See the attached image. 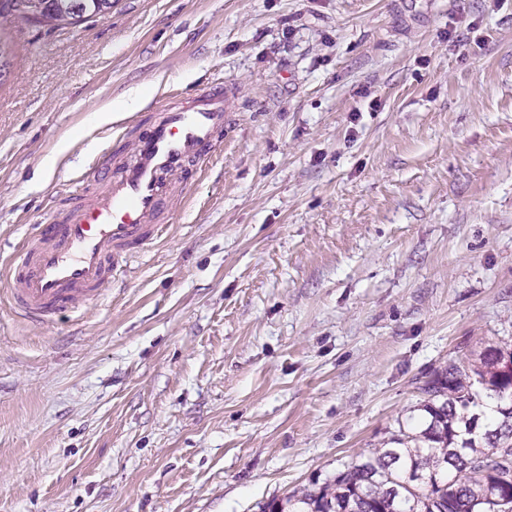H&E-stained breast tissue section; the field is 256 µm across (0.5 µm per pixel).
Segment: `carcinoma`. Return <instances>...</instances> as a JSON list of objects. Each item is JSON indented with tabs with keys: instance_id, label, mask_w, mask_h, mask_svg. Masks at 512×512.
I'll return each instance as SVG.
<instances>
[{
	"instance_id": "cac0c4a2",
	"label": "carcinoma",
	"mask_w": 512,
	"mask_h": 512,
	"mask_svg": "<svg viewBox=\"0 0 512 512\" xmlns=\"http://www.w3.org/2000/svg\"><path fill=\"white\" fill-rule=\"evenodd\" d=\"M112 0H0V17L64 28ZM421 415L263 512H512V371L488 350L435 370Z\"/></svg>"
}]
</instances>
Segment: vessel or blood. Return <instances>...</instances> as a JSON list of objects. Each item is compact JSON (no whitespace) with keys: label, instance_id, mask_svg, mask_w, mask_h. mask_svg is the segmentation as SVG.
<instances>
[{"label":"vessel or blood","instance_id":"obj_1","mask_svg":"<svg viewBox=\"0 0 512 512\" xmlns=\"http://www.w3.org/2000/svg\"><path fill=\"white\" fill-rule=\"evenodd\" d=\"M233 85L207 87L139 132L130 159L113 164L104 188L72 197L59 221L30 237L4 274L13 306L46 324L95 299L102 286L158 235L160 218L177 209L175 193L217 154L228 124Z\"/></svg>","mask_w":512,"mask_h":512}]
</instances>
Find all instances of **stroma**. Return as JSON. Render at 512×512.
I'll return each mask as SVG.
<instances>
[{"label":"stroma","instance_id":"obj_1","mask_svg":"<svg viewBox=\"0 0 512 512\" xmlns=\"http://www.w3.org/2000/svg\"><path fill=\"white\" fill-rule=\"evenodd\" d=\"M0 264L174 96L224 148L93 302L0 285V512H261L512 336V0H112L0 19ZM36 1L43 4V10L39 16L34 15L27 8L19 7L21 4ZM102 6L110 11L112 0H0V17L19 18L26 22L51 26V28H64L96 16L94 11H102ZM76 9L84 12L85 17L75 13Z\"/></svg>","mask_w":512,"mask_h":512}]
</instances>
